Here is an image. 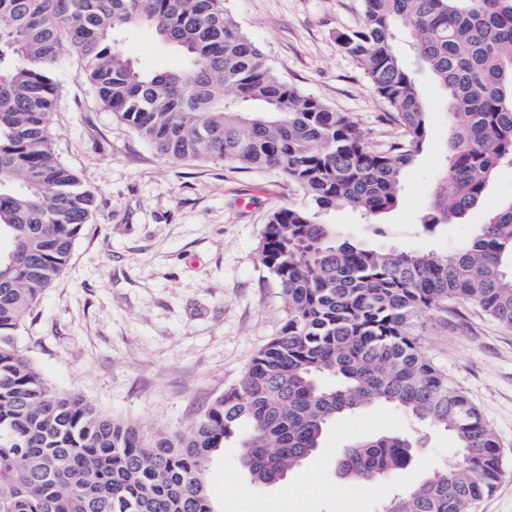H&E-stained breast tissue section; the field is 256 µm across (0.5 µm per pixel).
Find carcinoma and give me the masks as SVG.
<instances>
[{
	"instance_id": "obj_1",
	"label": "carcinoma",
	"mask_w": 512,
	"mask_h": 512,
	"mask_svg": "<svg viewBox=\"0 0 512 512\" xmlns=\"http://www.w3.org/2000/svg\"><path fill=\"white\" fill-rule=\"evenodd\" d=\"M227 0H0V512H214L208 466L229 441L250 481L301 470L326 431L385 404L454 441L448 466L414 489L379 494L376 512H470L504 475L478 407L421 353L426 314L467 305L512 326V201L449 254L366 247L319 216L370 220L395 208L422 152L428 112L418 75L448 99L449 150L416 234L464 218L496 169L512 165V0H362L338 36L397 133L369 143L344 112L300 93L241 29ZM145 27L185 56L149 73L119 49ZM412 39L414 62L397 50ZM90 88L157 156L279 169L307 202L274 210L259 258L285 318L245 374L190 425L149 434L50 385L16 339L64 273L95 197L53 147L64 45ZM420 438L403 431L348 446L339 470L381 488Z\"/></svg>"
}]
</instances>
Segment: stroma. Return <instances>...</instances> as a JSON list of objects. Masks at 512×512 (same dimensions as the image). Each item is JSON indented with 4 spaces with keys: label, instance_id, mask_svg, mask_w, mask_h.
<instances>
[{
    "label": "stroma",
    "instance_id": "35a3bbf8",
    "mask_svg": "<svg viewBox=\"0 0 512 512\" xmlns=\"http://www.w3.org/2000/svg\"><path fill=\"white\" fill-rule=\"evenodd\" d=\"M239 25L282 79L344 112L369 142L388 141L385 104L338 43L361 18L360 0H230ZM142 68L179 69L181 54L149 30L122 40ZM51 116L60 159L93 192L96 208L71 260L27 319L17 344L51 385L150 432L186 427L241 378L284 318L280 290L259 260L273 208L304 204L278 170L236 169L221 161L168 162L106 109L89 89L81 62L66 55ZM429 112L423 152L403 177L398 205L380 215L383 246L451 251L512 199V166H501L477 207L433 239L412 226L429 204L448 142V110L431 77L421 84ZM423 355L441 366L480 409L500 443L505 476L471 512H512V327L477 309L449 304L424 317ZM407 417L376 405L331 427L316 457L287 477L296 494L253 486L225 448L210 464L216 512H373L370 491L350 492L338 461L358 438L399 431ZM450 436L433 433L415 465L395 474L406 489L448 460Z\"/></svg>",
    "mask_w": 512,
    "mask_h": 512
}]
</instances>
